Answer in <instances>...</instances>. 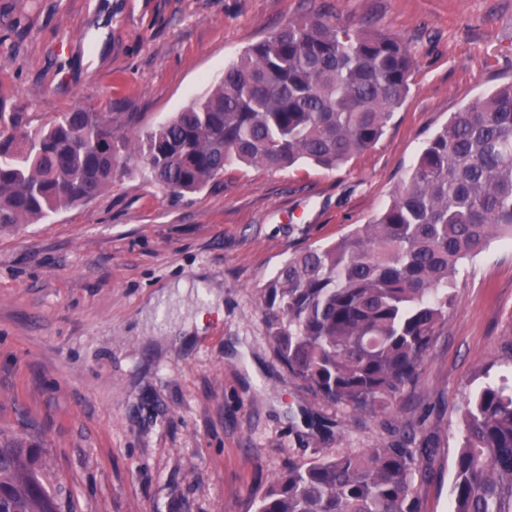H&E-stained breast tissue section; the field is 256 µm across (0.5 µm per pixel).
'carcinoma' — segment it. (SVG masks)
Instances as JSON below:
<instances>
[{
    "label": "carcinoma",
    "instance_id": "obj_1",
    "mask_svg": "<svg viewBox=\"0 0 512 512\" xmlns=\"http://www.w3.org/2000/svg\"><path fill=\"white\" fill-rule=\"evenodd\" d=\"M397 35L328 12L285 23L166 123L139 135L74 109L38 127L0 112V227L36 224L98 197L140 154L174 193L234 163L334 168L370 148L410 91ZM512 240V83L453 113L390 204L338 240L294 251L261 289L288 375L323 403L386 409L411 387L448 314L459 268ZM338 448L290 464L257 512H422L424 448ZM34 446L0 432V512H57ZM453 512H512V382L462 397Z\"/></svg>",
    "mask_w": 512,
    "mask_h": 512
}]
</instances>
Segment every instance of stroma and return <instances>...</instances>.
I'll return each mask as SVG.
<instances>
[{"mask_svg":"<svg viewBox=\"0 0 512 512\" xmlns=\"http://www.w3.org/2000/svg\"><path fill=\"white\" fill-rule=\"evenodd\" d=\"M324 10L415 56L370 149L182 194L135 154L95 200L0 228V430L37 446L58 512H255L288 463L408 432L423 512H452L461 397L512 374V244L465 262L415 384L377 415L289 377L260 290L293 251L374 219L452 112L512 83V0H0V111L145 131Z\"/></svg>","mask_w":512,"mask_h":512,"instance_id":"stroma-1","label":"stroma"}]
</instances>
